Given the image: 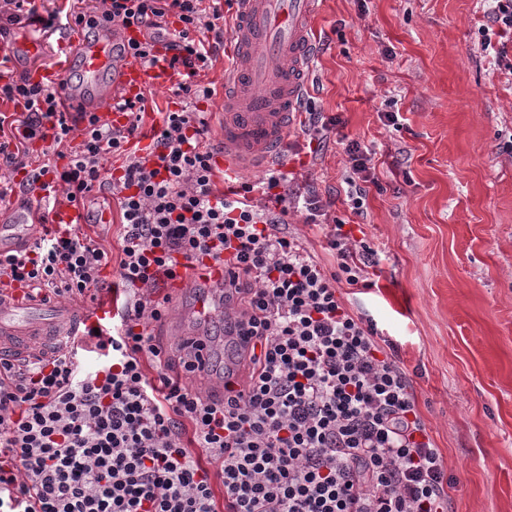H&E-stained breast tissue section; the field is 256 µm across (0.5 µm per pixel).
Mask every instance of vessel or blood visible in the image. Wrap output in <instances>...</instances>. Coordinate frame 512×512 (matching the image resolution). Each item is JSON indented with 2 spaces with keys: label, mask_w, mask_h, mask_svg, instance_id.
Segmentation results:
<instances>
[{
  "label": "vessel or blood",
  "mask_w": 512,
  "mask_h": 512,
  "mask_svg": "<svg viewBox=\"0 0 512 512\" xmlns=\"http://www.w3.org/2000/svg\"><path fill=\"white\" fill-rule=\"evenodd\" d=\"M237 11L230 32L236 61L224 73V175L236 178L246 171H263L288 164L286 134L300 114L299 102L307 90V77L317 52L314 18L319 0H235ZM75 23L62 25L57 44L64 59L55 67H38L34 81L57 90L59 108L65 112H93L117 125L126 117L120 109L125 100L146 95L151 88H169L182 79L171 67L170 41H160L150 64L120 56L119 48L139 37L136 27L108 26L88 41L75 31ZM24 50L39 57L45 44L24 33L12 43H0V53ZM42 211L34 206H15L0 213V256L30 251ZM223 263L207 261L195 275L178 273L160 279L162 288L195 293L190 310L168 315L166 326L192 347L195 372L205 378L213 393L223 394V372L236 371L238 356L249 354L247 336L227 339L223 370H216L214 348L196 329V322L224 311ZM40 303L28 299L18 282H0V356L24 359L42 351L64 352L67 340L81 336L85 326L112 312V303L91 309L71 305L57 307L53 320L37 319Z\"/></svg>",
  "instance_id": "b4317fda"
}]
</instances>
